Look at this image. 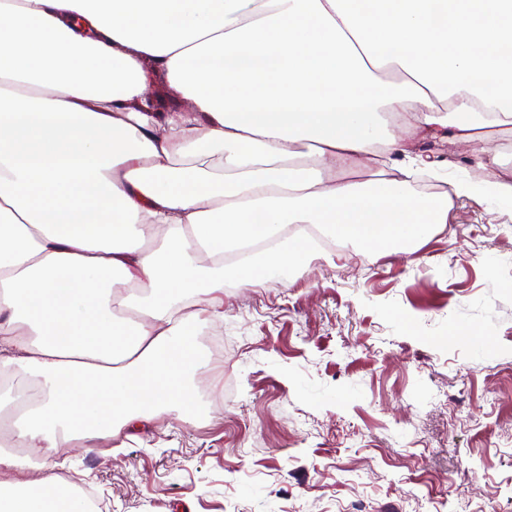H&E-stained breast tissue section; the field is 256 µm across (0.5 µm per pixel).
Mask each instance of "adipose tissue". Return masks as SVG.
<instances>
[{
	"mask_svg": "<svg viewBox=\"0 0 512 512\" xmlns=\"http://www.w3.org/2000/svg\"><path fill=\"white\" fill-rule=\"evenodd\" d=\"M158 74L179 106L135 110ZM494 126L512 0H0V371L33 380L0 512H88L60 441L195 408L194 324L225 277H302L312 228L408 252L459 199L512 206L505 181L410 190L433 167L411 141ZM380 152L398 178L351 177Z\"/></svg>",
	"mask_w": 512,
	"mask_h": 512,
	"instance_id": "ef3b65f1",
	"label": "adipose tissue"
}]
</instances>
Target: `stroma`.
Returning a JSON list of instances; mask_svg holds the SVG:
<instances>
[{
  "label": "stroma",
  "instance_id": "35a3bbf8",
  "mask_svg": "<svg viewBox=\"0 0 512 512\" xmlns=\"http://www.w3.org/2000/svg\"><path fill=\"white\" fill-rule=\"evenodd\" d=\"M484 151L415 143L448 178L512 174ZM224 359L193 386L201 424L66 447L63 480L105 512H503L512 503V208L457 201L414 253L312 259L301 278L224 286L203 314ZM233 382L221 406L203 395Z\"/></svg>",
  "mask_w": 512,
  "mask_h": 512
}]
</instances>
